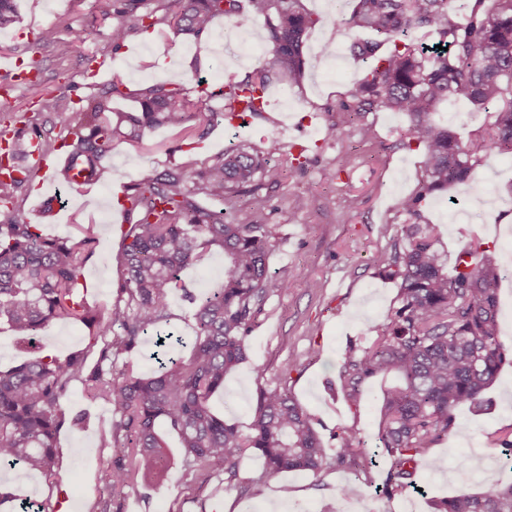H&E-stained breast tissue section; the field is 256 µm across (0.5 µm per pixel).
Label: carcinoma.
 <instances>
[{"mask_svg":"<svg viewBox=\"0 0 512 512\" xmlns=\"http://www.w3.org/2000/svg\"><path fill=\"white\" fill-rule=\"evenodd\" d=\"M248 2L251 14L266 20L270 57L252 74L220 89L225 112L214 111L207 97L162 84L142 90L139 111H118L112 108L118 91L114 84L78 108L66 97L40 98L38 114L68 113L67 135L52 136L45 120L29 119L24 130L46 152L70 149L78 172L97 181L112 152V138L123 128L137 140L146 129L182 131L195 120L203 135L238 105L261 114L263 92L273 80L295 83L301 78L303 36L319 19L303 9L301 0ZM144 3L107 4L103 17L116 18L113 50L130 33L160 22L143 10ZM164 10L163 19L196 40L212 36L217 15L243 23L240 0H165ZM458 14L463 21L453 19ZM341 20L371 35L352 45L365 62L352 94L354 115H407L402 145L423 155L418 189L397 204L406 217L400 238L371 258L379 273L396 283L399 306L374 328L369 345L349 350L343 362L352 402L367 379L382 372L401 377L402 383L386 393L378 432L389 461L385 486L395 493L411 486L417 460L455 429L457 407L483 409L484 392L506 361L497 295L503 268L495 249L465 246L448 274V253L433 226L422 223V207L454 185L483 193L486 187L475 179V170L487 153L495 149L512 155V0H355ZM417 31L435 36V44H418L413 38ZM39 41L56 45L62 56L73 46L59 40L54 27L43 29ZM450 98L495 108L494 122L465 141L458 138L433 118L437 104ZM15 144L13 139L0 151V324H7L20 344L36 343L55 320L94 325L96 335L113 339L91 368L86 354L75 352L63 360L43 354L0 370V465L58 477L56 436L65 424L81 423L69 416L63 399L71 382L81 378L88 397L110 407L113 430L123 433L124 455L109 475L111 499L103 502L101 512H108L112 497L124 494L138 478H163L167 432L179 437L187 462L209 472L236 476L239 459L248 451L265 458L268 480L284 471L318 470L326 448L316 420L286 386L261 391L247 434L209 405L227 373L247 358L248 339L265 299L288 287V280L270 272V225L237 211L207 209L198 197L222 204L255 193L264 182H277L280 140L269 137L262 153L243 146L228 149L198 168L145 170L124 185L127 211L138 218L122 225L120 298L105 317L92 315L75 297L94 227L52 239L41 225L24 219L17 199L31 176L10 175L18 159ZM214 248L224 252V283L196 295L182 284L180 272ZM177 289L194 306L190 356L171 355L160 336L150 373L137 372L128 362L116 367L112 357L134 353L156 325L168 320V299ZM115 326L120 333L114 336ZM436 512H512V481L498 480L476 495L443 499Z\"/></svg>","mask_w":512,"mask_h":512,"instance_id":"cac0c4a2","label":"carcinoma"}]
</instances>
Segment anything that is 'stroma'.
Here are the masks:
<instances>
[{
    "instance_id": "obj_1",
    "label": "stroma",
    "mask_w": 512,
    "mask_h": 512,
    "mask_svg": "<svg viewBox=\"0 0 512 512\" xmlns=\"http://www.w3.org/2000/svg\"><path fill=\"white\" fill-rule=\"evenodd\" d=\"M334 2L302 0L305 10L321 19L306 34L302 77L292 85H271L264 112L251 117L248 127L221 120L199 141L165 128L144 131L136 142L117 138L107 164L121 174V182L106 179L91 186L60 187L61 221L42 225L44 234L55 238L76 235L78 225H94L97 242L85 262L79 296L90 308L104 312L118 297L121 227L113 222L112 213L118 207L121 183L136 180L147 169L162 171L191 159L200 161L236 145L261 152L272 134L285 151L279 159L280 181L259 191L261 207H254L248 194L233 198L231 205L253 212L257 223L271 225L269 267L287 277L288 287L265 301L249 339L247 360L225 378L211 405L226 422L248 430L260 390L286 377L289 391L318 421L327 446L325 462L316 472L289 471L267 480L262 458L249 452L240 458L235 477L209 474L184 464L179 439L170 433L164 482H138L113 498L111 512H344L347 499L342 487L350 470L336 461L342 437L359 442L368 454L378 447L384 395L400 377L390 372L369 378L353 405L342 391V365L348 348L367 345L372 327L385 322L397 306L396 285L376 273L370 258L391 244L383 226L400 229L403 218L396 204L416 190L423 156L400 145L407 126L404 115L350 113L354 84L364 67L351 46L362 34L341 24ZM15 3L14 24L0 29V56L37 55L40 80L20 87L11 74L0 71V117L31 113L32 102L45 92H64L75 100L91 96L86 76L96 66L101 69L98 86H119L113 108L134 112L141 90L150 85L165 81L194 95L205 84L216 88L244 79L269 50L266 22L251 14L245 17V27L249 43L258 48L254 54L225 47L221 17L213 21L212 38L190 41L161 23L130 33L116 51L110 37L112 22L102 18L96 0ZM51 25L58 27L61 38L80 35L68 55L58 56L52 46L39 42L42 29ZM185 60L191 63L189 77H163L165 65ZM436 118L463 138L494 120L492 111L463 100L442 103ZM368 128L373 137L365 136ZM302 144L307 147L302 167H290L288 151ZM331 168L339 171L333 181L325 177ZM476 173L489 193L475 197L462 187H450L428 198L422 209L424 221L436 225L449 258L479 241L494 247L501 265L512 266V156L490 153ZM307 194L320 199L319 210L297 209V199ZM40 347L61 358L86 353L91 365L100 354L89 328L71 321L53 322ZM485 398L482 411L456 409L455 430L419 459L414 480L425 496L413 499L408 490L386 494V473L376 466L361 475L364 495L359 512H435L437 499L475 494L489 482L512 479V461L503 458L498 445L499 439L512 436V358L505 361ZM64 406L87 423L58 434V479L0 468V488L47 503L54 512H99L107 477L123 454L120 448L102 445L101 431L111 412L90 404L79 380L72 382ZM218 484L224 488L219 499L212 494Z\"/></svg>"
}]
</instances>
